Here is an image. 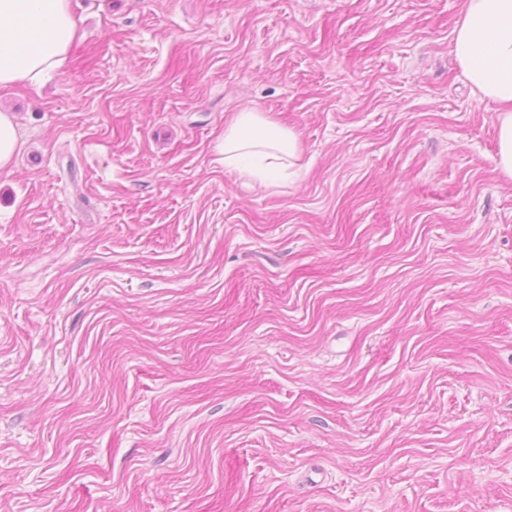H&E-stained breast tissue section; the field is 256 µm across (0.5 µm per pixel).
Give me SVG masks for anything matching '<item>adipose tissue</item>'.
Here are the masks:
<instances>
[{
  "label": "adipose tissue",
  "instance_id": "adipose-tissue-1",
  "mask_svg": "<svg viewBox=\"0 0 512 512\" xmlns=\"http://www.w3.org/2000/svg\"><path fill=\"white\" fill-rule=\"evenodd\" d=\"M77 34L71 0H0V88L58 73ZM452 53L474 94L498 107L495 164L512 179V0H465ZM220 153L225 170L268 190L287 181L303 146L269 113L245 108L226 123Z\"/></svg>",
  "mask_w": 512,
  "mask_h": 512
}]
</instances>
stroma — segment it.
<instances>
[{
    "label": "stroma",
    "instance_id": "1",
    "mask_svg": "<svg viewBox=\"0 0 512 512\" xmlns=\"http://www.w3.org/2000/svg\"><path fill=\"white\" fill-rule=\"evenodd\" d=\"M463 2L73 0L65 68L0 89V512H512V180ZM246 107L295 182L225 171ZM20 149V127L15 114L0 110V171L12 168Z\"/></svg>",
    "mask_w": 512,
    "mask_h": 512
}]
</instances>
